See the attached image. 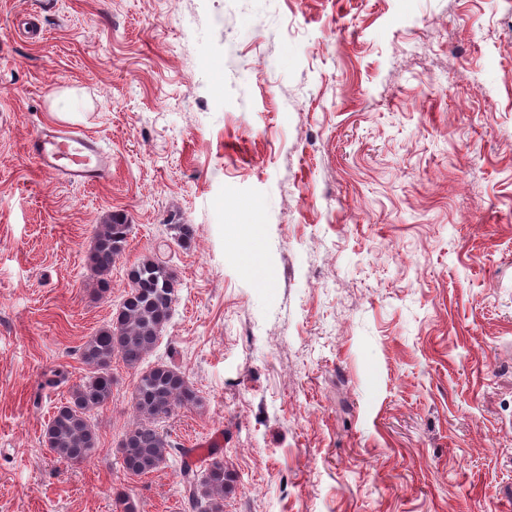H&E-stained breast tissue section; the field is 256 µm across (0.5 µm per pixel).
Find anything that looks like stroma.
Masks as SVG:
<instances>
[{
    "label": "stroma",
    "instance_id": "obj_1",
    "mask_svg": "<svg viewBox=\"0 0 512 512\" xmlns=\"http://www.w3.org/2000/svg\"><path fill=\"white\" fill-rule=\"evenodd\" d=\"M66 91L107 183L25 152ZM145 258L180 286L142 365L204 401L158 428L222 433L224 512H512V0H0V512H188L175 459L122 469L121 359L91 459L44 443ZM129 232L128 219L120 213L113 214L105 224L95 229L94 244L88 260L101 291L109 286V275L124 252Z\"/></svg>",
    "mask_w": 512,
    "mask_h": 512
}]
</instances>
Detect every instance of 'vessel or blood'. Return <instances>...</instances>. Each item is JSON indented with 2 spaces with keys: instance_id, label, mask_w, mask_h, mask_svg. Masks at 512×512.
Here are the masks:
<instances>
[{
  "instance_id": "obj_1",
  "label": "vessel or blood",
  "mask_w": 512,
  "mask_h": 512,
  "mask_svg": "<svg viewBox=\"0 0 512 512\" xmlns=\"http://www.w3.org/2000/svg\"><path fill=\"white\" fill-rule=\"evenodd\" d=\"M28 153L57 182L94 186L112 176V161L97 138L67 126L38 128Z\"/></svg>"
}]
</instances>
